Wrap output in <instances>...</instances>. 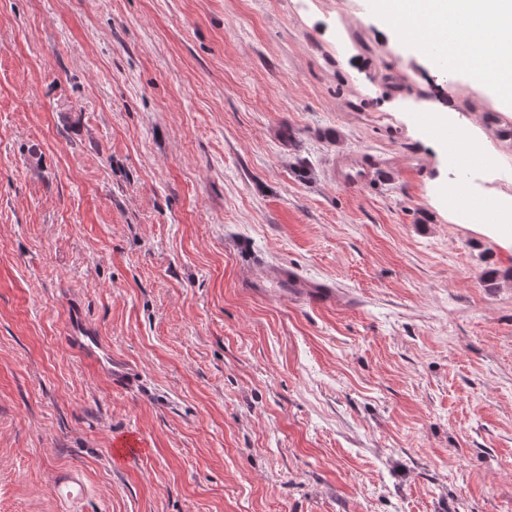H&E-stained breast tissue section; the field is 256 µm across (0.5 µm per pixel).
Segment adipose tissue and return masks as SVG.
<instances>
[{"mask_svg":"<svg viewBox=\"0 0 512 512\" xmlns=\"http://www.w3.org/2000/svg\"><path fill=\"white\" fill-rule=\"evenodd\" d=\"M382 36L406 29L412 42L423 33L455 32L456 70L512 103V0H376Z\"/></svg>","mask_w":512,"mask_h":512,"instance_id":"obj_1","label":"adipose tissue"}]
</instances>
